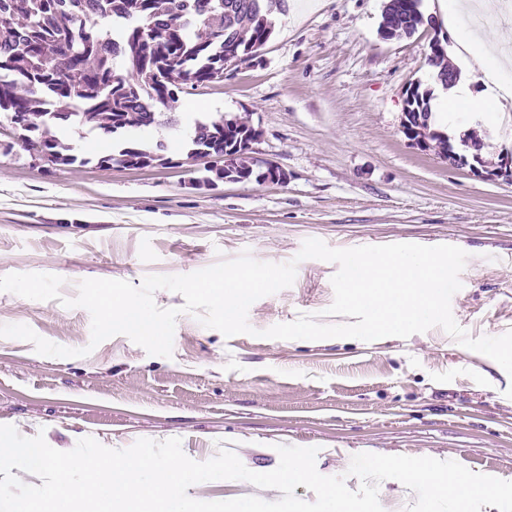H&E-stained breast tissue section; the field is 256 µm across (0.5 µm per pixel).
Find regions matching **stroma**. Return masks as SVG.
I'll return each instance as SVG.
<instances>
[{"mask_svg": "<svg viewBox=\"0 0 512 512\" xmlns=\"http://www.w3.org/2000/svg\"><path fill=\"white\" fill-rule=\"evenodd\" d=\"M384 0H287L275 33L222 79L180 93L174 112L242 117L257 130L253 178L228 182L188 159L181 124L149 137L69 123L56 130L76 162L50 165L19 144L0 112V276L50 273L72 298L84 279L140 285L150 274H189L249 253L297 260L303 242L333 248L449 244L469 255L451 300L471 337L512 329V183L449 167L436 148H414L401 128L408 89H433L432 42L454 44L471 29L422 25L381 33ZM166 139L165 166H100V156ZM285 183L259 180L267 165ZM292 286L255 301L253 334L224 336L195 316L178 317L173 354H148L124 335L91 346L81 307L0 292V324L90 347L55 358L32 343L0 338V424L44 436L60 451L93 437L125 449L141 438L177 437L190 459L219 447L255 472L282 465L285 449L318 480L269 494L260 512H325L339 488L352 512H451L445 500L409 494L404 474L382 483L367 472L379 456L429 455L505 495L473 512H512V376L491 358L434 327L365 342L262 337V330L318 314L333 302L336 263L297 261Z\"/></svg>", "mask_w": 512, "mask_h": 512, "instance_id": "35a3bbf8", "label": "stroma"}]
</instances>
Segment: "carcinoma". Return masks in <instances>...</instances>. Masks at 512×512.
I'll list each match as a JSON object with an SVG mask.
<instances>
[{
  "label": "carcinoma",
  "instance_id": "carcinoma-1",
  "mask_svg": "<svg viewBox=\"0 0 512 512\" xmlns=\"http://www.w3.org/2000/svg\"><path fill=\"white\" fill-rule=\"evenodd\" d=\"M0 0V112L36 134L58 165L75 161L54 132L62 112L76 123L117 131L161 124L155 106L212 81L230 45L252 53L266 44L286 0ZM421 0H388L385 33L412 35L424 24ZM113 19L118 35L101 26ZM412 109L432 117L429 93L412 88ZM254 128L196 123L188 157L234 149L233 178L253 174L249 151L235 148ZM129 168L167 159L150 149L123 147L103 162Z\"/></svg>",
  "mask_w": 512,
  "mask_h": 512
}]
</instances>
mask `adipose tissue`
<instances>
[{"instance_id": "ef3b65f1", "label": "adipose tissue", "mask_w": 512, "mask_h": 512, "mask_svg": "<svg viewBox=\"0 0 512 512\" xmlns=\"http://www.w3.org/2000/svg\"><path fill=\"white\" fill-rule=\"evenodd\" d=\"M448 54L460 71L459 78L449 94L441 95L439 112H490L497 113L512 107V81L507 74L512 62L497 56L491 42L482 34L469 33L460 46L449 49ZM479 79L485 87L483 98H474L470 89L471 79ZM376 473L398 468L406 475L410 493L432 499H446L453 505V512H471L476 500L495 501L501 489L495 482L471 484L453 469L438 471L430 457L423 456L409 461L394 455L377 459Z\"/></svg>"}]
</instances>
